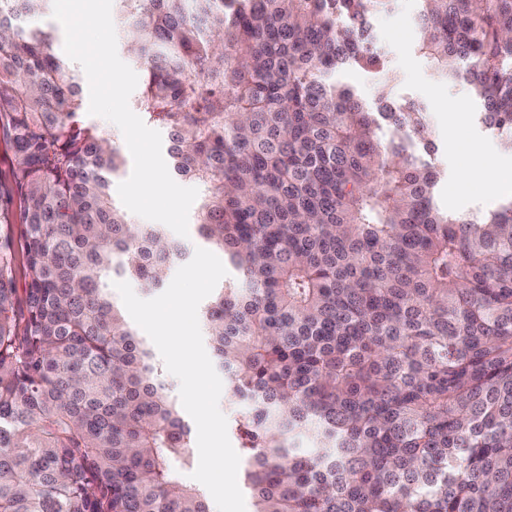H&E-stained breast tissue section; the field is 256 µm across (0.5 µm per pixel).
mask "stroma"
<instances>
[{
  "label": "stroma",
  "instance_id": "35a3bbf8",
  "mask_svg": "<svg viewBox=\"0 0 512 512\" xmlns=\"http://www.w3.org/2000/svg\"><path fill=\"white\" fill-rule=\"evenodd\" d=\"M419 9V0H395L391 10L372 17L375 44L386 57L387 69L348 66L337 71L335 80L354 88L369 103L386 90L394 100L418 105L427 115L436 149L440 170L437 204L451 212L479 216L496 209L503 197L490 190L483 179L461 182L460 167L476 150L484 151L493 166L512 164V152L503 149L498 138L479 121L481 101L461 84L438 79L428 61L419 55Z\"/></svg>",
  "mask_w": 512,
  "mask_h": 512
}]
</instances>
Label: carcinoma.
Returning <instances> with one entry per match:
<instances>
[{
  "instance_id": "1",
  "label": "carcinoma",
  "mask_w": 512,
  "mask_h": 512,
  "mask_svg": "<svg viewBox=\"0 0 512 512\" xmlns=\"http://www.w3.org/2000/svg\"><path fill=\"white\" fill-rule=\"evenodd\" d=\"M144 68L135 106L200 189L235 277L201 317L244 405L252 512H512V197L434 203L425 113L331 80L385 69L392 0H115ZM418 51L484 102L512 151V0H419ZM52 0H0V512H210L192 428L107 289L162 286L184 247L111 194L119 150L82 119ZM467 61L460 69L458 63ZM386 123L412 132L384 145ZM28 281L17 297L13 223Z\"/></svg>"
}]
</instances>
